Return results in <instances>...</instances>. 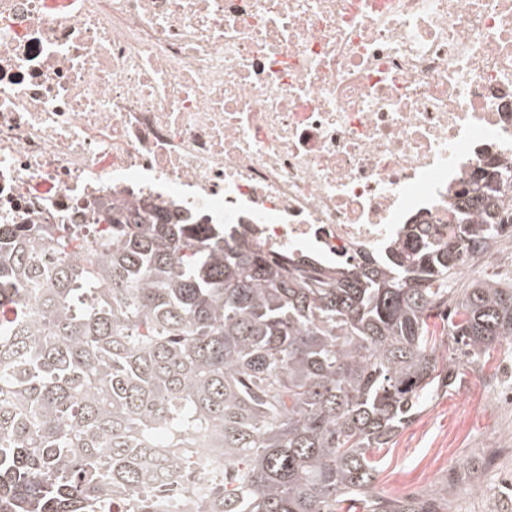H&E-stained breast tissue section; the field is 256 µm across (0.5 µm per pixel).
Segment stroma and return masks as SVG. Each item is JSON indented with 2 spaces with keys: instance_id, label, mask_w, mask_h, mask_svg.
I'll return each instance as SVG.
<instances>
[{
  "instance_id": "obj_1",
  "label": "stroma",
  "mask_w": 512,
  "mask_h": 512,
  "mask_svg": "<svg viewBox=\"0 0 512 512\" xmlns=\"http://www.w3.org/2000/svg\"><path fill=\"white\" fill-rule=\"evenodd\" d=\"M512 348L464 366L449 388L429 393L387 448L376 493L448 491V512H512Z\"/></svg>"
}]
</instances>
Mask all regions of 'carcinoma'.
Segmentation results:
<instances>
[{
    "instance_id": "cac0c4a2",
    "label": "carcinoma",
    "mask_w": 512,
    "mask_h": 512,
    "mask_svg": "<svg viewBox=\"0 0 512 512\" xmlns=\"http://www.w3.org/2000/svg\"><path fill=\"white\" fill-rule=\"evenodd\" d=\"M141 229L112 211V237L0 234V512H448L447 491L374 493L378 453L434 388L512 347V279L452 288L512 224V174L483 170L456 191L448 238L407 225L379 264L310 271L219 224ZM89 259L59 267L50 330L21 335L20 284L38 246ZM452 351L437 356L430 320ZM122 336L118 344L112 337ZM223 429V477L198 492L190 468Z\"/></svg>"
}]
</instances>
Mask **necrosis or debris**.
Returning a JSON list of instances; mask_svg holds the SVG:
<instances>
[{
  "label": "necrosis or debris",
  "instance_id": "1",
  "mask_svg": "<svg viewBox=\"0 0 512 512\" xmlns=\"http://www.w3.org/2000/svg\"><path fill=\"white\" fill-rule=\"evenodd\" d=\"M512 170V0H0V223L95 239L116 204L322 270L447 230ZM57 257L16 324H44ZM200 439L194 486L222 469Z\"/></svg>",
  "mask_w": 512,
  "mask_h": 512
}]
</instances>
